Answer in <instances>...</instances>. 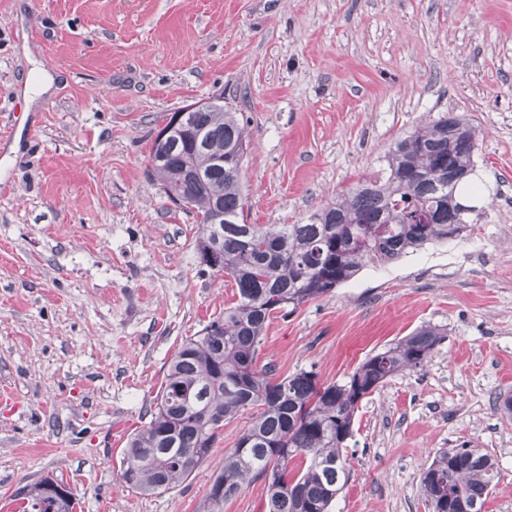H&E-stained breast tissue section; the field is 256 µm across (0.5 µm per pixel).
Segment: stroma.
I'll return each instance as SVG.
<instances>
[{"label": "stroma", "mask_w": 512, "mask_h": 512, "mask_svg": "<svg viewBox=\"0 0 512 512\" xmlns=\"http://www.w3.org/2000/svg\"><path fill=\"white\" fill-rule=\"evenodd\" d=\"M36 64L56 79L32 106ZM209 99L246 125L244 217L269 227L306 222L418 125L477 128L484 222L273 313L256 365L342 383L440 329L362 400L331 512H431L421 474L462 446L497 463L484 512H512V0H0V512L45 477L75 512H207L250 412L173 488L120 472L167 361L237 300L145 172L171 114Z\"/></svg>", "instance_id": "35a3bbf8"}]
</instances>
